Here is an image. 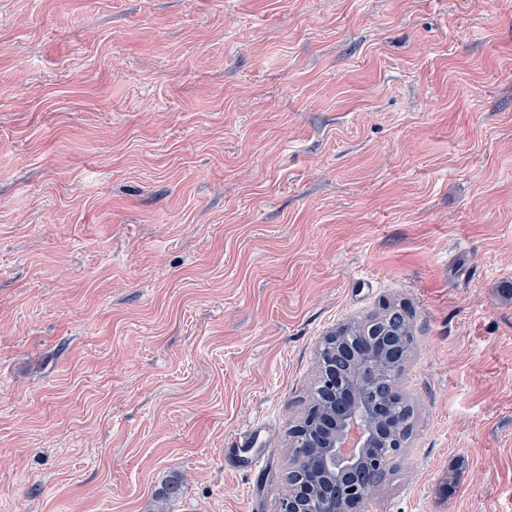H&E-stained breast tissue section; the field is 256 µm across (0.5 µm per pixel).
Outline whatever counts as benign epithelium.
<instances>
[{"instance_id": "7a95c632", "label": "benign epithelium", "mask_w": 512, "mask_h": 512, "mask_svg": "<svg viewBox=\"0 0 512 512\" xmlns=\"http://www.w3.org/2000/svg\"><path fill=\"white\" fill-rule=\"evenodd\" d=\"M408 313L388 309L384 320L358 322L359 335L347 336L320 356L319 387L291 431L298 456L284 480L290 492L279 512H361L371 492L401 457L408 437L398 429L407 416L398 402L408 360L402 349Z\"/></svg>"}]
</instances>
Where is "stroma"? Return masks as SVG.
Returning a JSON list of instances; mask_svg holds the SVG:
<instances>
[{
  "mask_svg": "<svg viewBox=\"0 0 512 512\" xmlns=\"http://www.w3.org/2000/svg\"><path fill=\"white\" fill-rule=\"evenodd\" d=\"M508 284L512 0H0V512H278L389 303L369 512H512Z\"/></svg>",
  "mask_w": 512,
  "mask_h": 512,
  "instance_id": "35a3bbf8",
  "label": "stroma"
}]
</instances>
